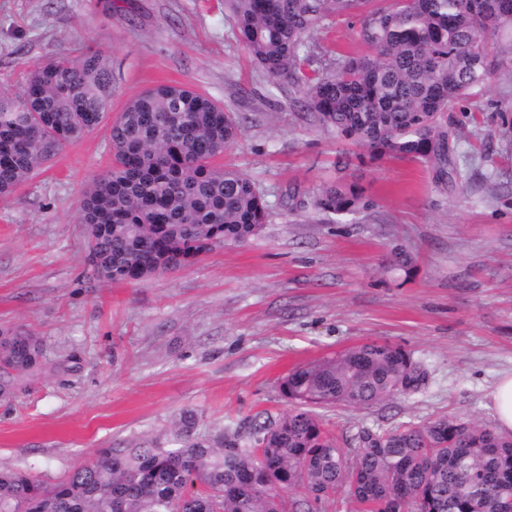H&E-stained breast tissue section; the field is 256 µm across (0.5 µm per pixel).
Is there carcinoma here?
I'll return each mask as SVG.
<instances>
[{
    "mask_svg": "<svg viewBox=\"0 0 512 512\" xmlns=\"http://www.w3.org/2000/svg\"><path fill=\"white\" fill-rule=\"evenodd\" d=\"M252 61L299 91L310 121L369 158H411L437 182L465 178L450 148L451 112L492 72L489 40L512 31V0H226ZM359 17L366 52L331 72L305 71L307 39ZM112 95L104 57L60 55L32 65L18 93L0 90V194L15 190L67 144L98 127ZM236 117L185 85L130 100L110 127L112 164L85 191L80 223L92 270L134 283L258 235L263 195L218 163ZM315 209L338 218L368 207L352 183L322 186ZM411 255L390 252L405 270ZM0 395L43 371L40 340L0 330ZM426 370L400 346L366 342L294 367L279 385L288 412L210 439L193 417L160 444L101 448L55 484L0 470V512H314L346 488L370 512H500L512 500V435L456 418L373 431L348 456L317 408H367L418 389ZM301 492L304 498L292 500Z\"/></svg>",
    "mask_w": 512,
    "mask_h": 512,
    "instance_id": "obj_1",
    "label": "carcinoma"
}]
</instances>
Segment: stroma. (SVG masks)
<instances>
[{"instance_id":"obj_1","label":"stroma","mask_w":512,"mask_h":512,"mask_svg":"<svg viewBox=\"0 0 512 512\" xmlns=\"http://www.w3.org/2000/svg\"><path fill=\"white\" fill-rule=\"evenodd\" d=\"M363 47L339 22L310 38L312 69ZM452 118L468 182L438 186L421 162L355 160L354 145L303 122L297 91L253 66L224 0H0V88L38 61L92 51L112 70L107 119L0 195V328L38 336L43 373L0 396V468L52 482L97 449L169 441L185 412L206 437L288 411L293 367L378 341L413 352L424 384L369 409L321 413L354 451L363 428L457 417L495 427L487 394L512 373V34ZM189 85L234 112L222 161L262 192L268 218L243 245L135 283L95 279L79 209L110 164L112 119L157 85ZM371 206L336 220L311 200L336 176ZM413 256L389 269L393 246Z\"/></svg>"}]
</instances>
